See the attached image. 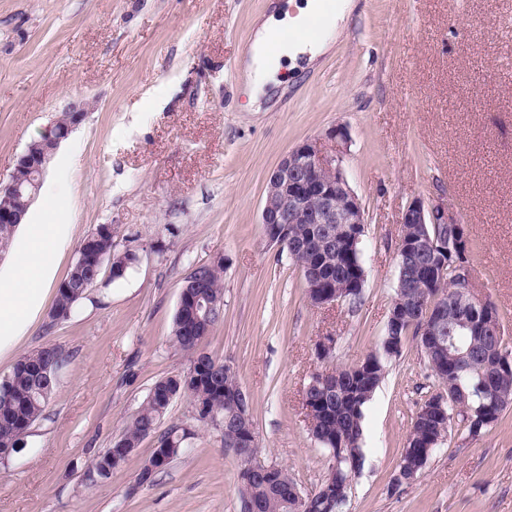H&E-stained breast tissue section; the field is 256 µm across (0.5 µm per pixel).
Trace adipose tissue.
I'll return each mask as SVG.
<instances>
[{"instance_id": "ef3b65f1", "label": "adipose tissue", "mask_w": 512, "mask_h": 512, "mask_svg": "<svg viewBox=\"0 0 512 512\" xmlns=\"http://www.w3.org/2000/svg\"><path fill=\"white\" fill-rule=\"evenodd\" d=\"M317 9V0H306L296 15H271L258 25L254 51L245 69L252 111H259L264 88L274 80L281 67L280 59L288 50L316 54L331 44L333 36L325 30L298 39L290 46L281 42L282 29L301 25ZM71 241L72 227L68 224L17 226L10 246L11 262L0 270V360L14 357L16 348L42 313L54 284V258Z\"/></svg>"}]
</instances>
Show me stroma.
<instances>
[{"mask_svg": "<svg viewBox=\"0 0 512 512\" xmlns=\"http://www.w3.org/2000/svg\"><path fill=\"white\" fill-rule=\"evenodd\" d=\"M273 0H0V182L71 105L84 120L56 152L30 207L82 240L115 228L138 260L101 273L76 316L42 314L19 347L68 357L25 449L0 465V512H236L237 461L187 397L164 426L187 451L151 488H134L156 437L101 480L111 447L158 379L188 368L173 316L196 264L223 258L224 319L202 346L249 392L258 457L302 493L329 462L302 406L315 347L332 366L363 359L384 336L402 212L446 205L465 226L472 283L493 303L512 350V0H355L328 49L300 54L284 85L250 111L243 68ZM365 211L359 304L311 305L300 269L260 226L270 173L296 145L333 153ZM437 382L415 338L364 408L362 464L342 512H512V407L472 436L452 418L416 480L395 486L414 418Z\"/></svg>", "mask_w": 512, "mask_h": 512, "instance_id": "obj_1", "label": "stroma"}]
</instances>
